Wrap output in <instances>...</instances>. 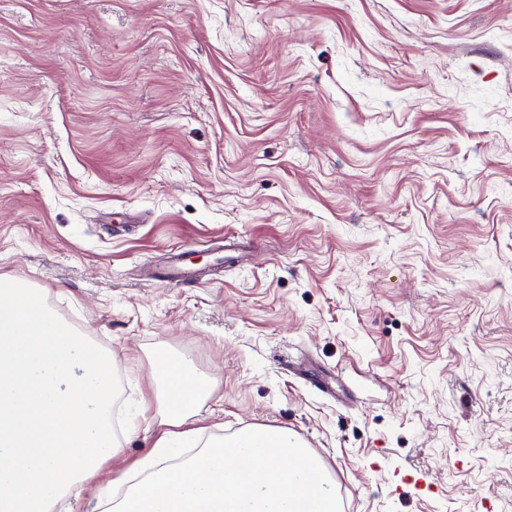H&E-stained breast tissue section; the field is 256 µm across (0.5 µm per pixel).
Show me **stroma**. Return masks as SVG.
Listing matches in <instances>:
<instances>
[{
	"label": "stroma",
	"mask_w": 512,
	"mask_h": 512,
	"mask_svg": "<svg viewBox=\"0 0 512 512\" xmlns=\"http://www.w3.org/2000/svg\"><path fill=\"white\" fill-rule=\"evenodd\" d=\"M0 276L111 353L108 480L168 355L206 436L293 430L340 512H512V0H0ZM190 250L174 251L168 260L153 272V279L172 286L183 287L199 279L201 270Z\"/></svg>",
	"instance_id": "stroma-1"
}]
</instances>
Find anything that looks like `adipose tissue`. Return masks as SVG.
Segmentation results:
<instances>
[{"label":"adipose tissue","mask_w":512,"mask_h":512,"mask_svg":"<svg viewBox=\"0 0 512 512\" xmlns=\"http://www.w3.org/2000/svg\"><path fill=\"white\" fill-rule=\"evenodd\" d=\"M168 426L113 501L104 466L119 450L112 362L25 283L0 278V512H63L87 486L112 512H339L336 487L290 430L257 426L206 446L176 472L159 464L211 385L171 358L153 371Z\"/></svg>","instance_id":"ef3b65f1"}]
</instances>
